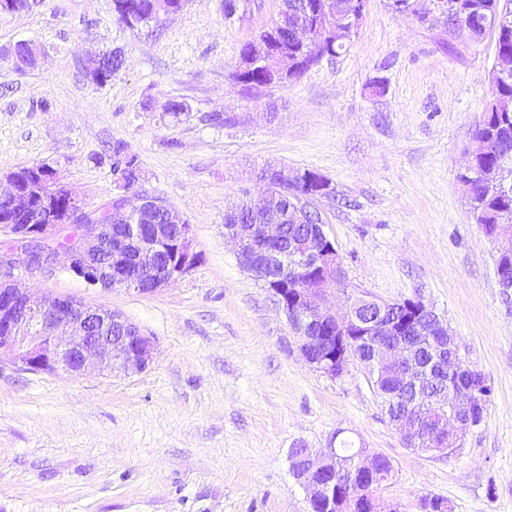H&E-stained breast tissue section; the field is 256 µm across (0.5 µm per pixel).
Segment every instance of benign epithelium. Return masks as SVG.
<instances>
[{"mask_svg": "<svg viewBox=\"0 0 512 512\" xmlns=\"http://www.w3.org/2000/svg\"><path fill=\"white\" fill-rule=\"evenodd\" d=\"M365 6L349 11L336 2V25L328 32L339 41L354 35L364 17ZM49 188L62 190L70 197V207L51 208L44 194L45 211L32 217L29 224H0V234L15 246L0 251V364L7 362L29 372L79 375L91 370L102 374H132L145 370L153 360V338L120 314L103 306H91L69 297L40 295L22 286V282L51 271L64 260L67 269L91 286L122 288L138 294L156 292L181 279L199 261L194 251L192 228L178 224H138L136 220L164 205L174 208L162 197L141 185L119 196L125 224H91L93 215L84 200L64 185L56 169H51ZM265 208L262 223L246 228L224 225V240L234 246L238 264L255 281L268 288L285 313L299 340V349L311 368L329 378L341 376L350 362L361 357L347 351L356 339L373 344L379 364L389 369L401 384L417 387L429 376L431 367L422 363L411 337L421 336L440 358L448 360V374L466 371L474 381L458 389L450 386L438 397V415L429 424L417 412H405L397 418L398 429L407 445L423 435L439 444L436 452L448 454L467 435L475 422L473 407H483L485 378L471 368L460 354L455 338L448 334V323L420 297L385 302L359 289H349L343 265L335 247L317 225L310 234L284 240V224L274 202L270 180L260 174ZM8 190L0 199L10 201L11 209L27 215L32 211L33 185H24L17 173L5 179ZM74 235L70 245H60L62 232ZM174 248L168 265L159 263L166 247ZM501 266L497 269L503 292L512 290V233H502L496 242ZM339 290L345 305L336 311L326 306L329 289ZM376 310L367 321L360 319L363 306ZM412 313L405 326L394 312ZM363 361V360H361ZM368 370L373 362L363 361ZM336 439L320 449L302 447L290 455V470L296 482L309 495V506L325 503L336 509V478L325 480L322 474L334 469ZM384 458L368 449H357L356 467L364 474L375 472Z\"/></svg>", "mask_w": 512, "mask_h": 512, "instance_id": "obj_1", "label": "benign epithelium"}]
</instances>
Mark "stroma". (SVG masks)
<instances>
[{"label": "stroma", "instance_id": "obj_1", "mask_svg": "<svg viewBox=\"0 0 512 512\" xmlns=\"http://www.w3.org/2000/svg\"><path fill=\"white\" fill-rule=\"evenodd\" d=\"M279 6L237 0L228 20L224 0H187L138 30L113 0L0 12V176L46 162L96 206L119 193L97 158L125 141L200 254L149 294L95 288L60 267L28 280L122 314L156 352L130 375L0 367V512H310L289 451L324 447L339 429L392 461L380 493L401 512H421L428 495L452 512H512V295L458 179L484 118L495 35L474 41L366 0L339 55L246 89L232 76L239 49ZM22 39L44 47L37 68L18 69L10 50ZM114 48L123 69L92 85L87 55ZM172 99L187 117L166 114ZM270 161L328 180L333 197L313 207L349 284L382 300L422 297L491 386L456 451L408 447L360 363L334 379L312 370L272 292L239 266L224 214L263 194L251 172Z\"/></svg>", "mask_w": 512, "mask_h": 512}]
</instances>
